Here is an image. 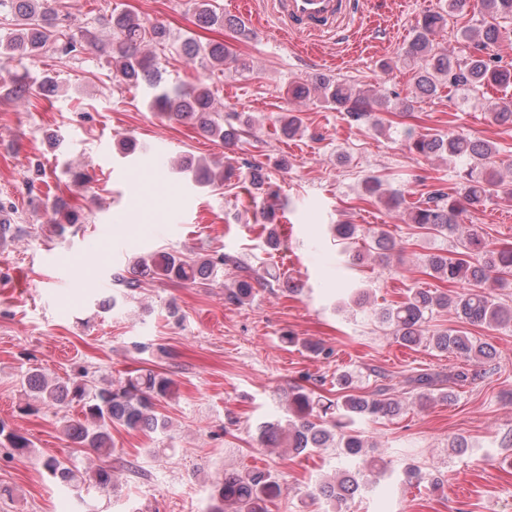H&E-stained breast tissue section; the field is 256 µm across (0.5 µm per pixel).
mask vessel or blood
<instances>
[{
    "instance_id": "1",
    "label": "vessel or blood",
    "mask_w": 512,
    "mask_h": 512,
    "mask_svg": "<svg viewBox=\"0 0 512 512\" xmlns=\"http://www.w3.org/2000/svg\"><path fill=\"white\" fill-rule=\"evenodd\" d=\"M266 8L284 28L300 36L337 32L360 11L358 0H266Z\"/></svg>"
}]
</instances>
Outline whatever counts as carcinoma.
Returning a JSON list of instances; mask_svg holds the SVG:
<instances>
[{"label":"carcinoma","mask_w":512,"mask_h":512,"mask_svg":"<svg viewBox=\"0 0 512 512\" xmlns=\"http://www.w3.org/2000/svg\"><path fill=\"white\" fill-rule=\"evenodd\" d=\"M462 0H448L449 12H429L423 15L412 38L400 52L398 59L415 68V88L425 95H434L443 88L483 90L488 87L506 88L512 85V70L499 65L497 48L507 35L501 22L512 19V0H479L482 26L478 29L462 26L456 36L476 42L477 52L463 59L454 58L443 50L437 36L448 27V13L457 11ZM196 19L207 27H224L244 35L236 21L217 13L211 0H194ZM11 17V27L0 34V59L36 60L41 54L62 51L66 54L85 46H98L99 37L90 29L73 32L58 23V9L54 0H0V12ZM112 51L104 53L105 63L119 82L138 88L145 86L151 94L150 105L171 119L192 118L199 130L226 145L236 143L249 120L235 116L238 125L224 123L214 110L213 93L208 84L169 82L163 78L156 61L155 48L173 46L169 30L162 24L146 25L139 15L121 12L109 19ZM177 52L186 62L200 59L213 70L245 72L249 62L226 43L194 38L183 40ZM57 87L55 79L46 74L37 79L29 72L15 77L10 95L15 99L39 96ZM294 97H317L336 109L347 113L357 122L374 119L375 125L384 122L373 114L371 100L362 90L330 75L315 78L312 83H297L289 88ZM488 117L497 124L512 123V105L496 104ZM408 149L417 157L446 155L462 162L463 184L457 197L436 190L419 204L411 207L409 216L417 228L428 234L451 235L459 230L458 217L463 204L479 205L495 196L512 206V183L506 184L496 165L497 148L491 141L440 133H407ZM203 182L221 188L234 174V168L215 172L209 166L193 165L187 160L178 167L183 173L190 169ZM50 223L55 231H65V225L79 223L73 211L52 210ZM133 264L167 279H176L205 285L212 281L219 268L231 266L236 279L224 289V300L231 305H242L253 294L254 285L265 283L258 269L226 254L202 260H187L165 252H155L134 258ZM427 273L456 289L452 295L432 293L417 288L403 300L390 305L378 314V321L387 325L396 342L416 346L426 340L440 351L460 359L463 363L482 364L493 358V348L475 336L457 329H448L433 336H425L426 315L435 308H451L455 314L472 325H502L512 321V310L494 302L488 288L503 285L512 277V247L491 248L476 231H470L463 250L455 256L432 254L427 259ZM283 342L289 346L302 345L312 353L330 356L331 349L317 343L301 341L287 334ZM29 401L21 408L25 413H39L44 409L81 405L80 414L62 423L64 435L79 448H89L101 456L112 457V426L158 432L167 429V419L158 411L161 401L174 393V382L161 372L140 370L134 375L103 387L92 386L79 372L72 377L49 378L33 372L28 375ZM416 390L415 399L423 405L430 400L437 377L420 373L409 379ZM336 384L345 394L334 400H324L302 385H295L288 393V419L268 420L257 426L258 440L269 448H286L300 454L321 448H334L338 457L357 465L344 470L331 481L317 484L311 498L324 504L322 512H344L343 505L357 494L364 484L365 473L381 468L380 460L367 455V441L361 424L378 421L399 414L401 402L388 396L384 384L367 395L348 392L353 376L345 372L336 378ZM0 447L12 450V455L26 457L33 447L31 440L17 430H5L0 425ZM40 465L54 482L66 488L82 485L99 490L113 487L112 466H100L82 471L69 458L53 455L40 459ZM279 492L275 476L269 471L249 470L230 474L216 481L211 498L215 505L210 512H268L267 503Z\"/></svg>","instance_id":"cac0c4a2"}]
</instances>
